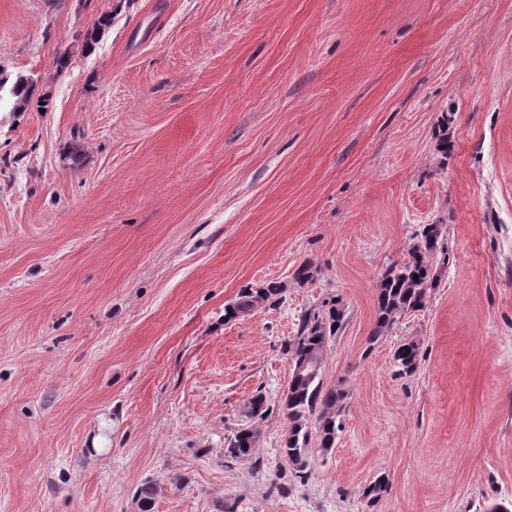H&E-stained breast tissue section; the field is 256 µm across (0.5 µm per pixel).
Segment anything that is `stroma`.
Wrapping results in <instances>:
<instances>
[{"instance_id": "obj_1", "label": "stroma", "mask_w": 512, "mask_h": 512, "mask_svg": "<svg viewBox=\"0 0 512 512\" xmlns=\"http://www.w3.org/2000/svg\"><path fill=\"white\" fill-rule=\"evenodd\" d=\"M0 68L51 96L0 108V512H134L147 481L153 512L512 502V0H0ZM423 224L448 261L372 340ZM333 299L342 429L301 479L288 346ZM281 291L279 286L271 284L255 291H252L251 288L243 289L239 292L236 301L225 308V315L230 318L236 317L238 314L244 315L253 309L255 302L259 299L278 295ZM420 344L412 341L405 342L398 346L394 352V366L397 376H410L417 369ZM255 444V435L242 428L233 437L228 438L224 454L231 458L246 457L252 454Z\"/></svg>"}]
</instances>
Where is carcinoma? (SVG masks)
<instances>
[{
	"label": "carcinoma",
	"mask_w": 512,
	"mask_h": 512,
	"mask_svg": "<svg viewBox=\"0 0 512 512\" xmlns=\"http://www.w3.org/2000/svg\"><path fill=\"white\" fill-rule=\"evenodd\" d=\"M111 25L112 15H101L94 27L84 34L83 50L92 51L102 33ZM1 89L7 92L13 112H25L34 102L39 108L49 104V95H35L34 83L21 76L12 79L0 69ZM444 251L441 227L437 224L422 225L416 234V242L408 251V259L400 265L389 266L381 275L376 289V330L369 337L370 343H375L381 333L392 329L407 313L424 307L428 291L434 289L437 282L433 259ZM279 293L281 288L271 284L255 291L246 288L239 292L233 304L225 308V315L230 318L244 315L258 300ZM343 317L344 310L337 300L327 302L321 311L305 313L293 344L292 360L309 359L321 364L325 348L342 329ZM419 350L420 344L411 341L398 346L394 352L398 376H410L416 371ZM342 400L341 391L324 389L321 369L292 373L282 400L288 417V436L283 452L298 477H306L311 470L313 445L322 450L334 447L341 429L336 405ZM255 444V435L242 428L228 439L225 454L231 458L246 457L252 454Z\"/></svg>",
	"instance_id": "1"
}]
</instances>
